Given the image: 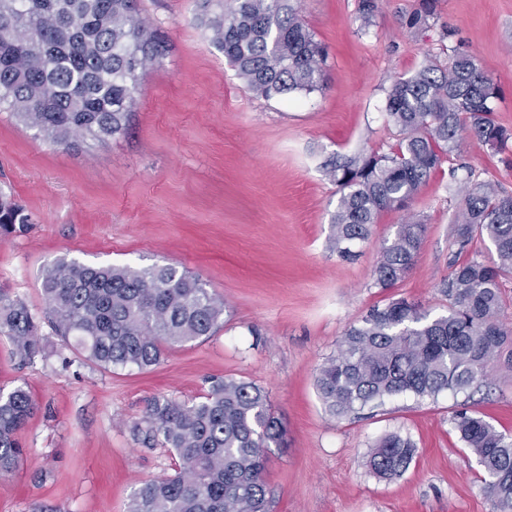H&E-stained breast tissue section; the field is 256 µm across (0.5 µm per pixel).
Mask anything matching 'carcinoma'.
<instances>
[{
  "label": "carcinoma",
  "instance_id": "1",
  "mask_svg": "<svg viewBox=\"0 0 512 512\" xmlns=\"http://www.w3.org/2000/svg\"><path fill=\"white\" fill-rule=\"evenodd\" d=\"M434 0H420L407 25L420 29ZM206 19L212 42L248 88L267 99L324 86L325 47L300 21L295 0H217ZM163 45L135 15L133 0H0V107L53 144L68 149L80 136L105 141L121 134L146 66ZM497 89L476 59L457 54L448 66L428 59L387 90L386 111L401 139L388 154L360 153L331 166L339 199L330 242L342 259L368 238L385 210H405L425 179L464 139L495 150L512 141L490 100ZM454 219L451 271L439 283L448 310L433 316L392 298L349 327L336 355L319 369L316 388L325 412L341 419L369 404L412 394L464 393L488 376L503 353L512 363V328L501 320L502 280L512 276V193L472 182ZM30 217L0 195V235L23 233ZM425 225L408 221L386 241L372 285L386 290L413 265ZM488 239L496 259L469 252ZM43 310L58 335L93 364L146 369L165 351L207 338L224 322V299L173 265H87L58 260L41 288ZM37 317L0 291V334L16 356L39 352ZM34 409L27 390L0 391V475L17 468L16 439ZM455 429L484 473L496 512H512V436L462 410ZM134 436L178 458L172 476L145 481L127 512H268L263 479L269 448L284 445L286 428L256 384L214 378L202 400L157 398ZM416 448L397 433L382 436L369 470L391 480L404 474Z\"/></svg>",
  "mask_w": 512,
  "mask_h": 512
}]
</instances>
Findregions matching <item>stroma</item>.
Wrapping results in <instances>:
<instances>
[{
  "label": "stroma",
  "mask_w": 512,
  "mask_h": 512,
  "mask_svg": "<svg viewBox=\"0 0 512 512\" xmlns=\"http://www.w3.org/2000/svg\"><path fill=\"white\" fill-rule=\"evenodd\" d=\"M359 4L297 0L327 50L325 86L310 94L252 93L212 44L202 0H135L166 49L144 71L123 134L65 151L0 110V189L32 217L0 238V291L40 316L43 348L23 364L0 335V390L25 387L37 405L17 433L23 460L0 476V512H126L138 483L177 465L132 425L155 399L195 401L216 376L262 387L286 426L264 474L271 512H496L453 416L466 405L512 434L507 360L470 393L400 395L343 420L325 413L315 379L345 330L389 298L445 312L438 285L466 176L512 193V142L494 152L467 140L407 210L381 213L358 257L329 247L331 162L396 146L386 92L427 58L472 54L497 88V121L512 128V0H435L418 30L407 18L419 0H378L367 19ZM410 219L426 226L413 267L394 288H373L382 244ZM64 257L176 266L223 298L224 323L151 368L97 367L42 317L43 276ZM388 433L410 438L416 454L382 480L366 461Z\"/></svg>",
  "instance_id": "35a3bbf8"
}]
</instances>
